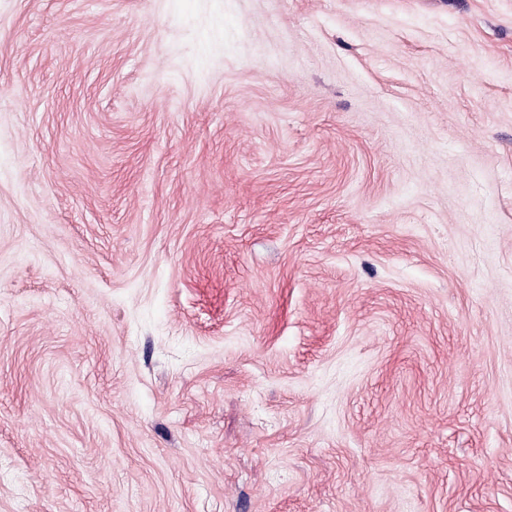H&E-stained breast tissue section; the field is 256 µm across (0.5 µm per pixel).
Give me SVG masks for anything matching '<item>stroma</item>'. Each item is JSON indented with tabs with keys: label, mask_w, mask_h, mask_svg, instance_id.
<instances>
[{
	"label": "stroma",
	"mask_w": 512,
	"mask_h": 512,
	"mask_svg": "<svg viewBox=\"0 0 512 512\" xmlns=\"http://www.w3.org/2000/svg\"><path fill=\"white\" fill-rule=\"evenodd\" d=\"M0 512H512V0H0Z\"/></svg>",
	"instance_id": "1"
}]
</instances>
